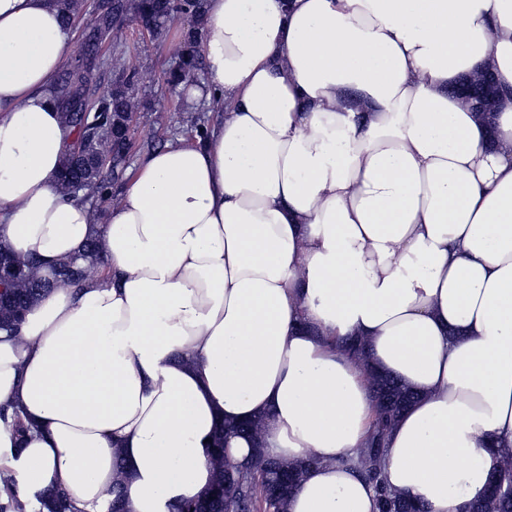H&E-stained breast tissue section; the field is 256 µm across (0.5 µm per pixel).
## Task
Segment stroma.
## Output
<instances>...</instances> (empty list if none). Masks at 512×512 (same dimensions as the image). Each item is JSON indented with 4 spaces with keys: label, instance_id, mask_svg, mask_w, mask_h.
Returning <instances> with one entry per match:
<instances>
[{
    "label": "stroma",
    "instance_id": "stroma-1",
    "mask_svg": "<svg viewBox=\"0 0 512 512\" xmlns=\"http://www.w3.org/2000/svg\"><path fill=\"white\" fill-rule=\"evenodd\" d=\"M125 27L128 33L126 44L100 46L98 54L107 66L96 72L93 85L96 91H105L123 68L136 69L135 92L141 106L133 157L138 160L145 153V143L160 146L190 142L188 128L198 117L199 107L190 101L185 88L173 89L166 82L167 73L175 61L174 51L181 41L182 19L168 22L166 35L161 39L142 34L135 20H126Z\"/></svg>",
    "mask_w": 512,
    "mask_h": 512
}]
</instances>
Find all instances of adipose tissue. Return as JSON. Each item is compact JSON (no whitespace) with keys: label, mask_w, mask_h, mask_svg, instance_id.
I'll return each mask as SVG.
<instances>
[{"label":"adipose tissue","mask_w":512,"mask_h":512,"mask_svg":"<svg viewBox=\"0 0 512 512\" xmlns=\"http://www.w3.org/2000/svg\"><path fill=\"white\" fill-rule=\"evenodd\" d=\"M71 48L54 0H0V241L50 275L98 240L105 272L0 330V405L31 426L0 466L33 499L179 512L213 479L217 421L248 465L311 460L288 512H377L340 458L375 418L370 371L416 399L384 476L461 512L512 455V0H208L215 120L149 152L105 223L58 183ZM492 69L493 126L457 96ZM361 339L366 362L339 345Z\"/></svg>","instance_id":"ef3b65f1"}]
</instances>
